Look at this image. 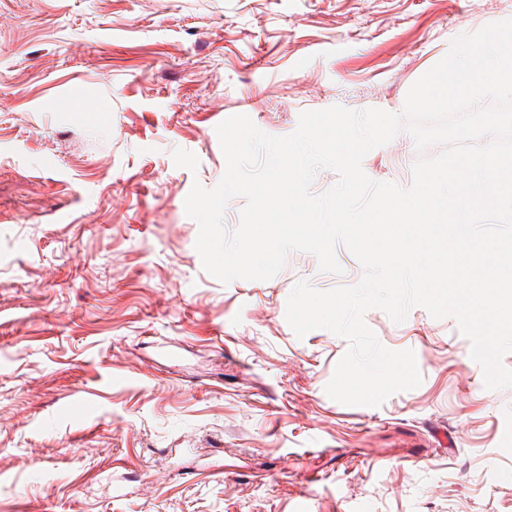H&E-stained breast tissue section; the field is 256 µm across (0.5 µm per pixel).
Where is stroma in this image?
Listing matches in <instances>:
<instances>
[{"mask_svg": "<svg viewBox=\"0 0 512 512\" xmlns=\"http://www.w3.org/2000/svg\"><path fill=\"white\" fill-rule=\"evenodd\" d=\"M506 20L512 0H0V512H512V388L454 317L370 310L422 382L338 403L349 343L297 338L287 299L359 260L294 250L225 284L184 208L225 173V119L401 113L456 37ZM417 157L403 132L362 170L407 187Z\"/></svg>", "mask_w": 512, "mask_h": 512, "instance_id": "stroma-1", "label": "stroma"}]
</instances>
